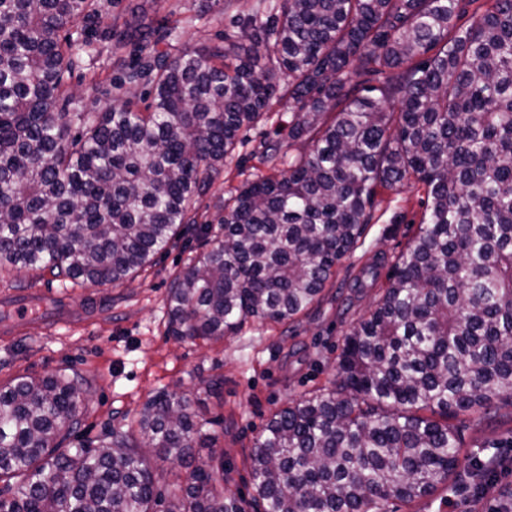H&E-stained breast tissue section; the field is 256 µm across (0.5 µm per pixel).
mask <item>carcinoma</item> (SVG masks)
<instances>
[{"label": "carcinoma", "mask_w": 512, "mask_h": 512, "mask_svg": "<svg viewBox=\"0 0 512 512\" xmlns=\"http://www.w3.org/2000/svg\"><path fill=\"white\" fill-rule=\"evenodd\" d=\"M226 36L176 55L175 27L115 24L133 45L103 112L67 80L99 0H0V272L122 285L196 235L197 203L239 133L281 105L266 171L229 192L223 237L175 276L166 334L221 339L286 325L320 300L379 190L420 184L418 233L344 337L332 388L277 410L252 450L251 502L224 492L201 400L157 391L97 446L80 432L85 380L0 383V512H387L454 478L479 488L501 461L451 418L512 407V0H259ZM468 18V22L457 21ZM365 77L349 85V70ZM144 86V109L134 107ZM333 113L332 118L326 114ZM187 470L168 494L151 459Z\"/></svg>", "instance_id": "obj_1"}]
</instances>
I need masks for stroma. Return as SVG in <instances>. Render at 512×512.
Returning a JSON list of instances; mask_svg holds the SVG:
<instances>
[{
  "mask_svg": "<svg viewBox=\"0 0 512 512\" xmlns=\"http://www.w3.org/2000/svg\"><path fill=\"white\" fill-rule=\"evenodd\" d=\"M107 22L135 25L178 22L179 37L169 46L175 54L184 47L238 35L237 15L251 13L257 0H233L231 7L207 5L206 0H102ZM203 20H196L199 10ZM95 52L70 79L76 101L94 111L121 103L115 84L129 63V52L89 31ZM291 118L279 107L271 118L241 131L231 160L218 181L200 197L199 222L211 235L221 232L224 198L261 169L263 141L288 129ZM426 198L423 188L403 186L381 191L369 210L370 218L356 249L339 263L332 286L318 303L288 326L252 320L234 336L178 342L164 334L167 295L173 274L190 257L202 252L204 239L193 237L154 259L149 273L112 287L61 281L28 269L0 272V305L8 295L37 291L44 305L66 306L71 319L48 327V318H32L20 332H0V382L29 374L78 373L88 383L82 410L81 441L97 445L112 430H127L147 398L165 389L201 399L208 419L217 423L216 457L223 463L227 493L250 499V453L271 414L289 400L331 386L336 358L350 326L363 317L381 293L391 266L415 236ZM376 266V282L354 289L363 268ZM220 389L209 390L211 380ZM465 446L499 443L502 465L483 491L458 493L440 488L435 494L404 504L389 500L388 512H487L494 500L512 490V420L488 424L476 415L455 421Z\"/></svg>",
  "mask_w": 512,
  "mask_h": 512,
  "instance_id": "stroma-1",
  "label": "stroma"
}]
</instances>
